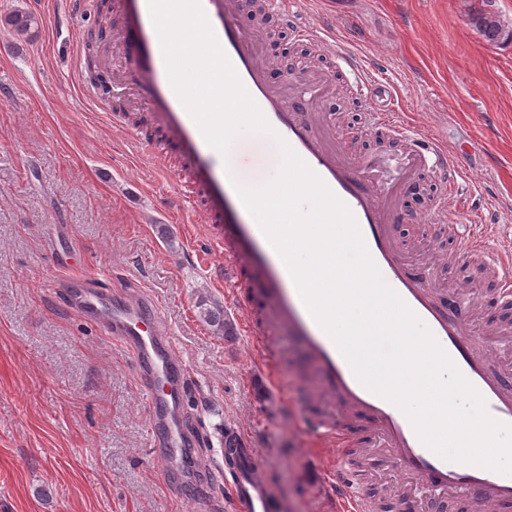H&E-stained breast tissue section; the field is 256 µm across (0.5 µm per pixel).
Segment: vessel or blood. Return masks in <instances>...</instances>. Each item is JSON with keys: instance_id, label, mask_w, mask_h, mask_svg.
I'll list each match as a JSON object with an SVG mask.
<instances>
[{"instance_id": "1", "label": "vessel or blood", "mask_w": 512, "mask_h": 512, "mask_svg": "<svg viewBox=\"0 0 512 512\" xmlns=\"http://www.w3.org/2000/svg\"><path fill=\"white\" fill-rule=\"evenodd\" d=\"M200 2L240 81L268 123L348 206L386 282L428 326L483 396L489 413L512 424V373L497 368L477 345L471 331L472 301L466 293L439 299L426 269L402 256L392 227L394 194L388 186L367 177L362 165L341 154L306 118L304 108L314 104L315 94L295 93L272 82L258 49L262 33L244 20L249 0ZM119 3L125 21L122 68L141 100L159 117L153 135L136 128L130 134L135 145L153 158L162 161L168 151L177 153L181 169L174 177L179 197L184 207L202 216L206 234L224 258L213 281L234 289L241 311L240 331L261 350L258 366L266 380L276 382L278 367L275 354L267 349L268 339L289 334L316 366L318 394L328 412L366 417L372 425V445L383 451L393 471L427 486L430 495L420 504V512H433L448 496L478 498L504 512L512 508V476L441 459L420 442L398 408L358 382L334 342L305 308L286 265L234 187L235 182L254 174L274 177L276 167L267 159L264 146L241 143L231 159L211 147L171 86L147 0ZM271 7L300 39L325 41V31L312 29L291 0H272ZM369 123L392 127L407 136L408 151L392 157L398 169L417 163L431 168L445 182L452 184L460 178V166L440 137L408 135L405 124L388 112L370 113ZM488 265L495 277L494 297L506 304L512 302V259L501 256L489 260ZM57 285L71 289L74 309L101 325L130 353L150 410L153 455L161 465H168L185 446L180 417L185 364L170 330L160 320L157 298L140 290L114 300L106 296L98 279L85 275L65 276ZM306 432L313 442H330L339 449L324 483V494L334 512H375L373 500L358 489L345 429L327 420H314ZM224 461L228 469L227 512H276L274 491L258 477L253 449H225Z\"/></svg>"}]
</instances>
